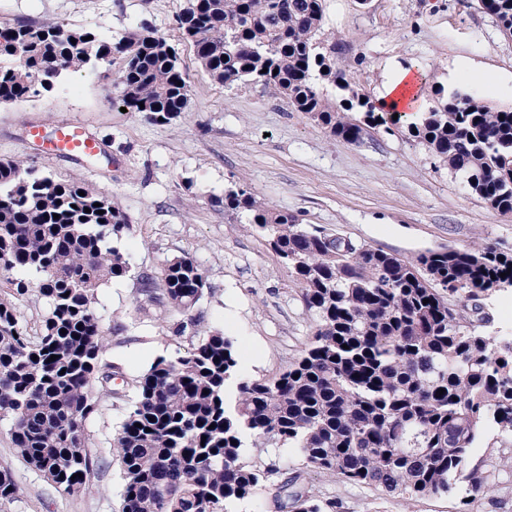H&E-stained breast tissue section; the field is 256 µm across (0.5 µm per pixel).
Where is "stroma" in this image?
Masks as SVG:
<instances>
[{"label":"stroma","mask_w":512,"mask_h":512,"mask_svg":"<svg viewBox=\"0 0 512 512\" xmlns=\"http://www.w3.org/2000/svg\"><path fill=\"white\" fill-rule=\"evenodd\" d=\"M186 0H0V21H57L112 36L145 25L173 45L188 84V104L167 124L121 112L112 103L123 59L69 73L51 91L0 103V161L17 160L59 180L78 179L117 202L131 231L119 248L129 276L98 291L108 327L103 363L132 376L159 357L172 359L213 331L230 339L244 374L278 376L312 336L299 285L265 239L225 215L227 187L247 189L260 203L365 241L405 258L442 246L489 242L512 252V215L489 208L404 132L372 130L361 144L330 137L287 101L255 84H224L198 64L177 16ZM320 49L345 69L358 93L377 100L399 69L424 74L419 111L437 87L479 90L492 109L512 108V40L469 0H324ZM65 119L86 124L98 139L99 161L46 158L28 138ZM187 256L205 272L207 287L195 325L177 333L181 315L140 308L142 275L161 278L167 260ZM0 298L11 300L29 334L49 311L36 291L19 296L0 276ZM97 411L85 424L93 473L71 495L31 469L16 453L9 421H0V471L18 488L0 512H121L124 475L112 448L126 403L98 390ZM248 459L273 464L278 481L301 475L320 502L336 512H463V492L407 502L366 486L303 468L293 448Z\"/></svg>","instance_id":"obj_1"}]
</instances>
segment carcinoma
I'll return each mask as SVG.
<instances>
[{
  "label": "carcinoma",
  "instance_id": "cac0c4a2",
  "mask_svg": "<svg viewBox=\"0 0 512 512\" xmlns=\"http://www.w3.org/2000/svg\"><path fill=\"white\" fill-rule=\"evenodd\" d=\"M323 2L187 0L179 30L214 80L259 84L349 144L370 129L403 127L491 209L512 215V111L442 88L409 123L378 110L319 51ZM471 3L512 36V0ZM116 53L114 103L155 123L179 117L188 99L179 57L139 27L114 39L61 22L1 21L0 102L49 90ZM326 82L337 90L332 101ZM219 203L292 271L313 336L274 379L245 376L217 331L127 381L120 367L100 364L106 330L95 309L99 288L131 271L114 245L130 229L127 215L77 179L0 163V272L16 275L17 293L33 288L49 305L34 339L0 300V420L11 422L22 459L65 492L81 491L94 467L84 430L93 390L121 377L135 394L112 442L125 480L121 512H232L262 486L278 512L335 507L298 486L301 475L279 484L273 469L243 459L247 445L271 443L298 449L311 470L408 500L464 484L472 512L493 486L477 475L470 448L488 433L496 443L512 438V340L488 334L480 317L486 300L512 288V253L450 245L409 260L302 224L241 187ZM204 288L199 265L180 257L161 283L142 277L140 292L145 304L192 322Z\"/></svg>",
  "mask_w": 512,
  "mask_h": 512
}]
</instances>
